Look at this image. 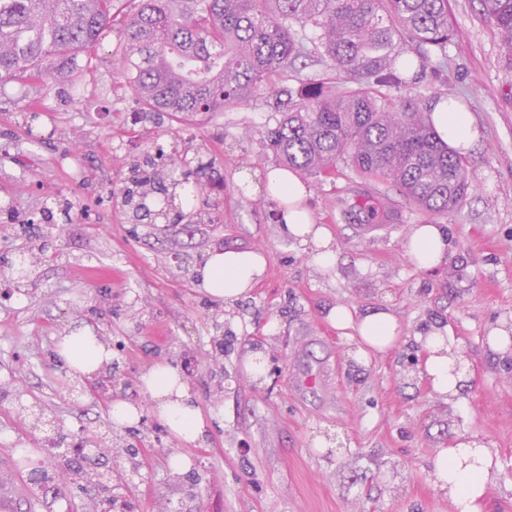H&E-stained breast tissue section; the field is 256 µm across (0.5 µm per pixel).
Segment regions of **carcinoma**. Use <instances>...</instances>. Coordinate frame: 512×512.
Masks as SVG:
<instances>
[{"mask_svg":"<svg viewBox=\"0 0 512 512\" xmlns=\"http://www.w3.org/2000/svg\"><path fill=\"white\" fill-rule=\"evenodd\" d=\"M479 2L511 58L512 0ZM116 23L124 34L117 69L140 104L129 116L134 125L222 112L288 79L296 60L315 55L325 72L296 91L279 90L288 95V110L263 131L266 147L283 163L326 177L347 164L388 181L432 214H448L467 196L465 163L430 127L416 76L396 65L413 44L425 61L447 59L454 35L448 0H138L127 12L122 0H0V79L46 86L58 69L79 65V56L95 50ZM189 151L161 148L130 162L137 179L124 203L135 221L148 219L140 199L165 197L167 181L180 183L177 157ZM205 206L186 213L178 205L167 220L201 219ZM51 246L46 237L25 256L33 287L39 255ZM106 450L117 465L137 456L136 448L117 442ZM72 471L103 492L88 495L80 512H116L112 470ZM45 479L42 472L21 476L12 495L0 493V512H42Z\"/></svg>","mask_w":512,"mask_h":512,"instance_id":"carcinoma-1","label":"carcinoma"}]
</instances>
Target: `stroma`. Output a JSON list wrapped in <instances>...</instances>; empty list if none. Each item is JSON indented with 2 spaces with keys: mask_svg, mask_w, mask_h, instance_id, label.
Here are the masks:
<instances>
[{
  "mask_svg": "<svg viewBox=\"0 0 512 512\" xmlns=\"http://www.w3.org/2000/svg\"><path fill=\"white\" fill-rule=\"evenodd\" d=\"M449 10L460 37L448 45L446 71L427 64L416 75L424 103L453 95L476 117L481 138L464 158L468 195L437 216L344 166L329 178L306 176L315 217L339 255L327 271L312 265L308 246L282 233L272 202L237 184L240 173L280 164L261 139L276 116L272 94L187 125L130 127L124 117L136 111V95L113 78L116 30L81 67L58 70L51 87L0 80V200L13 198L23 215L69 204L83 212L42 263L41 289L9 299L0 287V471L25 456L30 468L53 473L60 451L44 446L56 429L66 433V448L92 457L113 433L102 401L70 400L79 379L56 353L59 336L88 326L124 341L113 355L120 383L152 361L194 356L190 390L219 415L193 444L141 427V466L127 475L138 512L166 505L178 512H454L432 486L429 464L474 434L499 469L488 512H512V365L488 347L489 329L512 323V65L479 0H449ZM32 99L43 110L26 126L19 112ZM188 140L214 162L206 193L217 203V223H132L121 194L135 180L129 160ZM373 207L392 211L389 229L364 231ZM426 223L445 224L452 243L433 275L408 254L413 225ZM218 250L265 260L250 296L225 309L233 339L219 386L205 371L215 353L205 316L215 301L173 263L177 253L205 258ZM338 305L389 308L401 341L357 359L355 343L327 319ZM273 318L281 329L265 335ZM433 325L447 327L474 373L453 407L432 399L407 366L415 334ZM252 351L277 373L251 379L245 356ZM318 368L325 378L308 380ZM174 455L189 458L200 484L170 469Z\"/></svg>",
  "mask_w": 512,
  "mask_h": 512,
  "instance_id": "1",
  "label": "stroma"
}]
</instances>
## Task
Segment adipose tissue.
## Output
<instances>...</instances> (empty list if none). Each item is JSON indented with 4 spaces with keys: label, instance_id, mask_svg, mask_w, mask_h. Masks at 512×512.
I'll list each match as a JSON object with an SVG mask.
<instances>
[{
    "label": "adipose tissue",
    "instance_id": "adipose-tissue-1",
    "mask_svg": "<svg viewBox=\"0 0 512 512\" xmlns=\"http://www.w3.org/2000/svg\"><path fill=\"white\" fill-rule=\"evenodd\" d=\"M428 123L443 144L465 156L476 146L480 132L472 112L454 99L443 97L426 115ZM250 192H265L276 203V221L284 232L310 245L314 264L323 270L338 260L332 237L318 225L308 205L310 189L291 169L269 170L264 179L246 178ZM451 244L441 224L415 225L409 237V255L423 271H438L448 260ZM264 270L261 256L249 252H216L196 269L199 285L212 298L232 304L247 297ZM329 321L347 332L358 346L359 357L383 352L396 346L402 333L397 317L384 308L359 313L349 307L333 308ZM423 356L419 375L433 398L451 402L465 384L473 381L469 361L464 357L447 328H433L416 335ZM63 364L75 374L93 377L112 359V351L82 329L63 336L57 348ZM149 407L178 440L195 443L207 429L203 411L176 368L164 362L148 365L139 377ZM430 475L436 489L451 501L454 512H486L491 487L496 481L494 457L477 436L459 439L441 449L430 462Z\"/></svg>",
    "mask_w": 512,
    "mask_h": 512
}]
</instances>
